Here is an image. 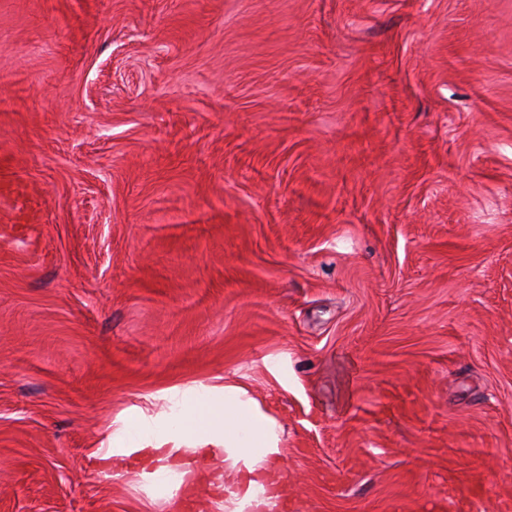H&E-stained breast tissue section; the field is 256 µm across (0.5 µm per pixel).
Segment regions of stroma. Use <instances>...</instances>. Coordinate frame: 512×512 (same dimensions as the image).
<instances>
[{
	"instance_id": "obj_1",
	"label": "stroma",
	"mask_w": 512,
	"mask_h": 512,
	"mask_svg": "<svg viewBox=\"0 0 512 512\" xmlns=\"http://www.w3.org/2000/svg\"><path fill=\"white\" fill-rule=\"evenodd\" d=\"M244 388L288 512H512V0H0V512L168 498Z\"/></svg>"
}]
</instances>
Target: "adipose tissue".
Wrapping results in <instances>:
<instances>
[{"mask_svg": "<svg viewBox=\"0 0 512 512\" xmlns=\"http://www.w3.org/2000/svg\"><path fill=\"white\" fill-rule=\"evenodd\" d=\"M203 436L222 445L224 466L233 470L245 466L250 476L246 484L226 489L230 499L251 512H270L274 499L286 494L282 484L267 482L263 472L270 469V458L278 451V435L271 419L242 390L228 388L220 401L199 395L182 408L180 420L161 425L156 439Z\"/></svg>", "mask_w": 512, "mask_h": 512, "instance_id": "ef3b65f1", "label": "adipose tissue"}]
</instances>
